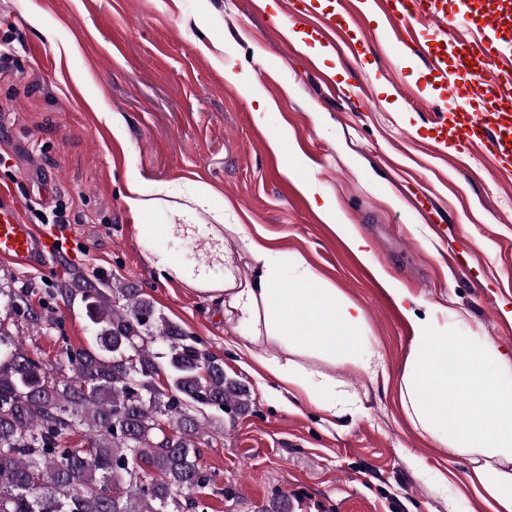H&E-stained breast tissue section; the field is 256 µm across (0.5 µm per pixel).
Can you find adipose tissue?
<instances>
[{"instance_id":"obj_1","label":"adipose tissue","mask_w":512,"mask_h":512,"mask_svg":"<svg viewBox=\"0 0 512 512\" xmlns=\"http://www.w3.org/2000/svg\"><path fill=\"white\" fill-rule=\"evenodd\" d=\"M249 246L256 267L246 282L229 270L223 278L208 279L168 251L154 252L152 262L165 279L200 287L255 333L287 338L294 347L332 360L359 347L363 316L356 305L337 298L335 289L309 270L298 281H282L267 245L253 239ZM406 315L415 333L400 383L409 421L443 447L475 455L473 479L493 500V512H512V473L503 469L512 464V354L436 335L430 317H416L411 309ZM259 363L278 394H301L318 410L335 413L330 382H309L301 368L274 357Z\"/></svg>"}]
</instances>
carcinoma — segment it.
<instances>
[{
  "mask_svg": "<svg viewBox=\"0 0 512 512\" xmlns=\"http://www.w3.org/2000/svg\"><path fill=\"white\" fill-rule=\"evenodd\" d=\"M81 281L57 292L81 296L92 344L65 345L58 364L32 356L20 336L22 326L52 328L53 308L0 283V512H192L190 493L215 484L200 463L195 411L243 414L251 393L139 289ZM75 433L81 446H65ZM259 512H292L290 499L275 494Z\"/></svg>",
  "mask_w": 512,
  "mask_h": 512,
  "instance_id": "1",
  "label": "carcinoma"
}]
</instances>
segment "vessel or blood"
I'll return each mask as SVG.
<instances>
[{"instance_id": "obj_1", "label": "vessel or blood", "mask_w": 512, "mask_h": 512, "mask_svg": "<svg viewBox=\"0 0 512 512\" xmlns=\"http://www.w3.org/2000/svg\"><path fill=\"white\" fill-rule=\"evenodd\" d=\"M388 11L400 21L392 38L405 43L411 54L423 58L430 70L439 72L449 92H457L460 81L470 83L454 116L440 115L442 142L449 148H481L489 163L498 169L512 168V113L503 109L512 101V42L499 38L494 24L476 26L468 36L453 34V22L439 26L442 40L457 49V63L446 68L441 58L410 37V19L421 15L438 17L442 0H388ZM488 60L495 75L493 86H486L476 72L481 60ZM64 231H45L24 222L19 205L8 186H0V259L15 265L34 267L63 248Z\"/></svg>"}]
</instances>
